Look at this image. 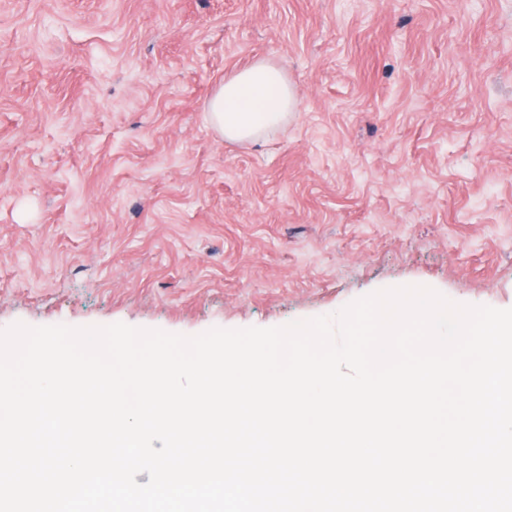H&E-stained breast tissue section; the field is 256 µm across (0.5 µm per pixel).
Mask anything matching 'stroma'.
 Listing matches in <instances>:
<instances>
[{
	"label": "stroma",
	"mask_w": 512,
	"mask_h": 512,
	"mask_svg": "<svg viewBox=\"0 0 512 512\" xmlns=\"http://www.w3.org/2000/svg\"><path fill=\"white\" fill-rule=\"evenodd\" d=\"M267 58L253 145L208 98ZM512 308V0H0V330ZM295 110V93L287 75L260 58L225 78L205 112L224 140L248 144L285 125Z\"/></svg>",
	"instance_id": "stroma-1"
}]
</instances>
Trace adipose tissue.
<instances>
[{"label":"adipose tissue","mask_w":512,"mask_h":512,"mask_svg":"<svg viewBox=\"0 0 512 512\" xmlns=\"http://www.w3.org/2000/svg\"><path fill=\"white\" fill-rule=\"evenodd\" d=\"M295 109V93L287 75L265 58L225 78L206 106L216 133L241 144L282 127Z\"/></svg>","instance_id":"adipose-tissue-1"}]
</instances>
